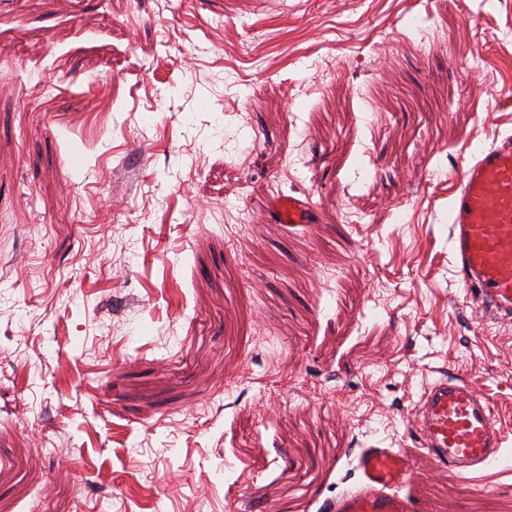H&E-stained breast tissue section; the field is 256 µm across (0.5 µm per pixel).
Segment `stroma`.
<instances>
[{
    "instance_id": "obj_1",
    "label": "stroma",
    "mask_w": 512,
    "mask_h": 512,
    "mask_svg": "<svg viewBox=\"0 0 512 512\" xmlns=\"http://www.w3.org/2000/svg\"><path fill=\"white\" fill-rule=\"evenodd\" d=\"M509 132L512 0H0V512H322L370 445L423 512H512V453L410 428L444 375L512 427L448 231ZM271 209L279 224H311L316 212L309 198L277 195L273 197Z\"/></svg>"
}]
</instances>
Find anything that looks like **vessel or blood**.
<instances>
[{
	"label": "vessel or blood",
	"instance_id": "b4317fda",
	"mask_svg": "<svg viewBox=\"0 0 512 512\" xmlns=\"http://www.w3.org/2000/svg\"><path fill=\"white\" fill-rule=\"evenodd\" d=\"M278 223L310 224L316 217L309 198L275 196ZM455 272L478 311L498 323L512 322V134L503 136L463 172L448 215ZM412 428L419 445L438 466L459 470L498 460L507 438L493 422V407L459 377H442L420 395ZM358 484L336 495L326 512H421L405 493L412 456L404 448L360 449Z\"/></svg>",
	"mask_w": 512,
	"mask_h": 512
}]
</instances>
